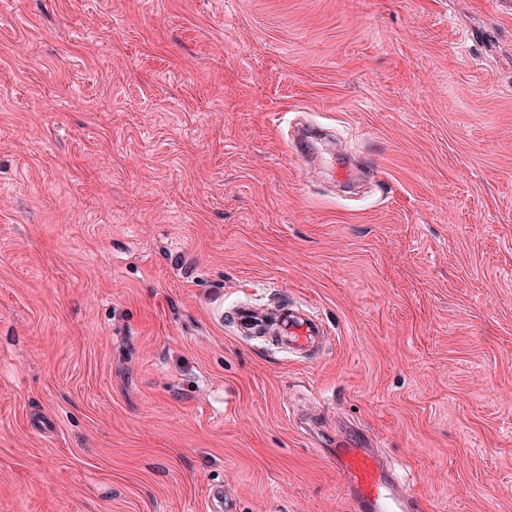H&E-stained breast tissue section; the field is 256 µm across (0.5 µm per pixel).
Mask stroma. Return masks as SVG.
Listing matches in <instances>:
<instances>
[{
	"instance_id": "35a3bbf8",
	"label": "stroma",
	"mask_w": 512,
	"mask_h": 512,
	"mask_svg": "<svg viewBox=\"0 0 512 512\" xmlns=\"http://www.w3.org/2000/svg\"><path fill=\"white\" fill-rule=\"evenodd\" d=\"M359 429L512 512V0H0V512H353ZM233 314L239 332L245 335L261 333L269 318L267 311L253 305H238L233 309ZM281 341L289 352H302L317 348L326 335L322 320L310 309L284 308L274 317Z\"/></svg>"
}]
</instances>
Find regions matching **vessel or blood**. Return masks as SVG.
I'll return each instance as SVG.
<instances>
[{"label": "vessel or blood", "mask_w": 512, "mask_h": 512, "mask_svg": "<svg viewBox=\"0 0 512 512\" xmlns=\"http://www.w3.org/2000/svg\"><path fill=\"white\" fill-rule=\"evenodd\" d=\"M240 333H261L268 320H276L278 333L290 351L318 347L326 334L322 320L312 310L283 309L277 317L253 305L233 310ZM333 461L350 489L355 512H412L414 500L404 474L389 468L370 448L342 440L333 450Z\"/></svg>", "instance_id": "obj_1"}]
</instances>
